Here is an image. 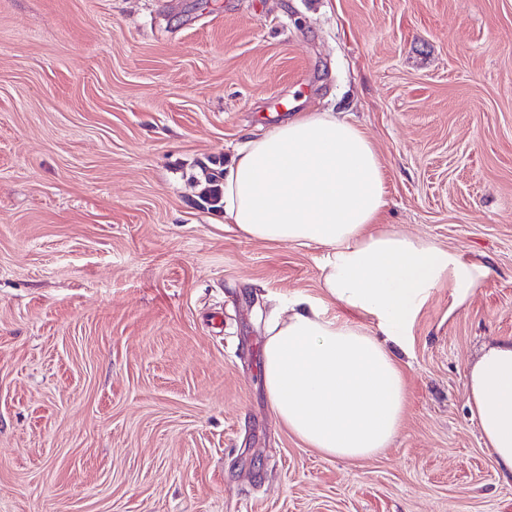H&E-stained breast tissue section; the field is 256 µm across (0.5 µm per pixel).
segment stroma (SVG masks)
<instances>
[{
    "mask_svg": "<svg viewBox=\"0 0 512 512\" xmlns=\"http://www.w3.org/2000/svg\"><path fill=\"white\" fill-rule=\"evenodd\" d=\"M357 124L381 223L490 274L408 338L389 448L269 408L265 313L316 247L244 238L201 173L304 112ZM512 338V0H0V512H512L467 406Z\"/></svg>",
    "mask_w": 512,
    "mask_h": 512,
    "instance_id": "obj_1",
    "label": "stroma"
}]
</instances>
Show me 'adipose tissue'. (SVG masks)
Returning <instances> with one entry per match:
<instances>
[{
    "label": "adipose tissue",
    "instance_id": "obj_1",
    "mask_svg": "<svg viewBox=\"0 0 512 512\" xmlns=\"http://www.w3.org/2000/svg\"><path fill=\"white\" fill-rule=\"evenodd\" d=\"M224 215L253 240L321 247L322 296L294 294L266 328L262 379L289 433L330 457L387 448L400 432L407 337L434 290L453 306L488 277L479 260L379 228L384 173L370 140L332 112H309L248 140L224 168ZM338 304L360 315L331 313ZM467 404L504 480H512V339L467 377Z\"/></svg>",
    "mask_w": 512,
    "mask_h": 512
}]
</instances>
